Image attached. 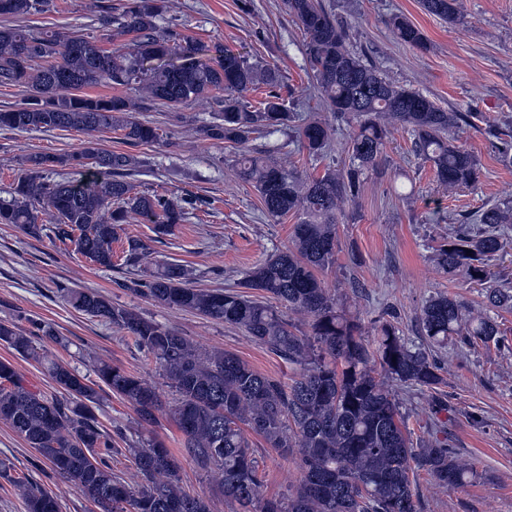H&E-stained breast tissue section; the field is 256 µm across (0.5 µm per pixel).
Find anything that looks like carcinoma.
<instances>
[{
    "instance_id": "carcinoma-1",
    "label": "carcinoma",
    "mask_w": 512,
    "mask_h": 512,
    "mask_svg": "<svg viewBox=\"0 0 512 512\" xmlns=\"http://www.w3.org/2000/svg\"><path fill=\"white\" fill-rule=\"evenodd\" d=\"M420 4L450 24L463 21L460 0ZM45 6L46 0H0V16L25 18ZM287 6L304 35L326 110L357 123L349 168L328 169L302 182L264 152L241 154L239 176L259 193L268 216L304 215L294 225L291 245L253 267L235 289L191 288L185 269L172 263L157 264L147 278L122 287L163 307L242 330L293 366L291 382L261 374L222 349L202 348L88 288H62L61 298L130 336L155 360L171 388L170 400H162L150 380L107 362L92 364V380L45 356L35 334L0 322V342L39 360L58 390L57 396H46L27 385L11 362L0 360V419L36 451L39 463L77 487L101 512H210L205 496L183 489L177 460L163 443L140 441L126 427L111 434L99 426L94 405L104 386L144 422L155 423L160 414L173 420L184 452L202 471L218 476V490L237 504L238 512H421L416 472H426L442 489L477 476L474 463L448 443L446 423H435L427 441L414 443L401 401L388 385L432 390L443 383L442 368L409 344L393 319L378 321L373 339H365L360 323L318 277L336 260L337 204L358 195L363 176L379 167L387 126L405 127L416 155L430 163L440 185L452 190L480 178L477 158L453 134L470 116L446 111L423 93L393 83L350 50L347 27L319 0H287ZM95 9L113 37L132 36L127 50H106L77 35L0 27V86H23L29 92L22 106L0 110V128L119 131L130 144H148L158 134L135 116L143 102L175 108L212 95L214 120L199 129L205 138L245 145L263 130L288 127L311 157L328 146V122L298 125L297 114L280 102L278 69L259 67L230 50L215 65L202 63L201 45L173 29L159 30L158 0H128L118 14L111 13L107 0H95ZM391 28L402 44L426 45L422 31L403 17H394ZM100 84L132 94L80 93ZM260 85L268 88L267 99L254 108L245 94ZM25 163L8 198L0 199V224L33 236L47 230L101 269H112V243L129 214L154 225L160 236L198 209L193 198L135 191L128 180L132 158L101 151L92 141L71 154L33 156ZM58 167L80 178L49 177ZM43 212L55 218L52 226L39 223ZM509 224L512 201L493 204L468 217L436 249L437 264L446 274L486 285L493 313L476 315L454 295L430 296L417 317L418 334L429 347L442 349L453 340L512 350V339L498 322L499 312L512 311V287L496 283L488 270V261L507 244ZM149 255L144 241L127 239L126 266L139 268ZM251 433L285 456L300 449V477L288 485L287 496L264 494ZM118 455L131 459L139 481L131 483L112 470V457ZM22 499L24 512L60 509L57 496L29 482L22 484Z\"/></svg>"
}]
</instances>
